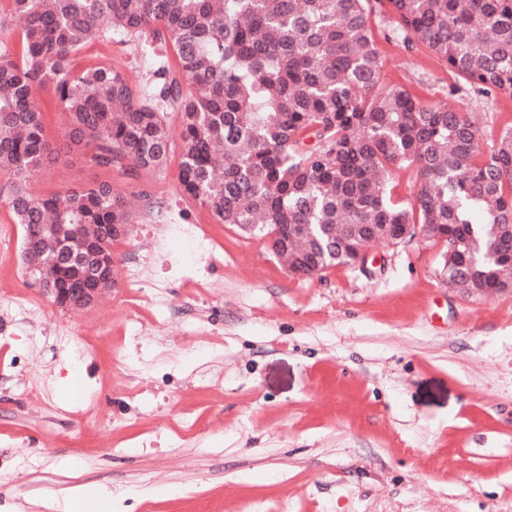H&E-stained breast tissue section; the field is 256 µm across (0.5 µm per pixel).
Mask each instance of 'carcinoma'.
Here are the masks:
<instances>
[{
    "instance_id": "carcinoma-1",
    "label": "carcinoma",
    "mask_w": 512,
    "mask_h": 512,
    "mask_svg": "<svg viewBox=\"0 0 512 512\" xmlns=\"http://www.w3.org/2000/svg\"><path fill=\"white\" fill-rule=\"evenodd\" d=\"M10 0L19 39L0 20V192L43 253L41 276L74 275L49 258L64 237L82 247L100 224H127L110 182L36 195L34 174L62 159L45 131L56 112L86 164L123 173L167 161L180 114V194L249 236L278 232L320 272L349 264L404 224H434L448 244V284L500 292L512 266V128L490 157L469 112L380 83L378 38L442 59L449 94L512 96V0ZM120 32L170 44L147 89L110 65L79 67L91 39ZM194 86L184 92V83ZM50 91L46 110L32 106ZM314 145H308V141ZM417 168L415 200H394L397 167Z\"/></svg>"
}]
</instances>
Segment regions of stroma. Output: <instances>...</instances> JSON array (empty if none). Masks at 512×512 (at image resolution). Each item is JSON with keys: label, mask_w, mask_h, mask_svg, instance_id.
Returning <instances> with one entry per match:
<instances>
[{"label": "stroma", "mask_w": 512, "mask_h": 512, "mask_svg": "<svg viewBox=\"0 0 512 512\" xmlns=\"http://www.w3.org/2000/svg\"><path fill=\"white\" fill-rule=\"evenodd\" d=\"M384 86L452 101L490 156L512 96L449 99L444 60L379 41ZM80 65L137 85L157 58L95 39ZM77 155L36 194L111 182L130 202L114 285L64 312L31 285L23 228L0 198V512H512V291L448 284L446 245H371L362 264L288 272L178 193Z\"/></svg>", "instance_id": "stroma-1"}]
</instances>
